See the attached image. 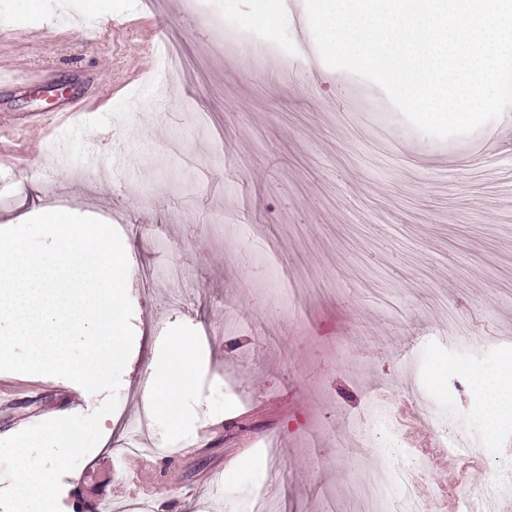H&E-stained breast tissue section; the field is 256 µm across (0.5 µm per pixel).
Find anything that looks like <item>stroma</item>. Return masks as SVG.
I'll return each mask as SVG.
<instances>
[{"label": "stroma", "mask_w": 512, "mask_h": 512, "mask_svg": "<svg viewBox=\"0 0 512 512\" xmlns=\"http://www.w3.org/2000/svg\"><path fill=\"white\" fill-rule=\"evenodd\" d=\"M204 3L200 16L185 0H107L80 24L83 0H0V228L53 204L110 223L128 258L135 338L101 422L113 440L147 372L170 371L168 336L198 339L176 416L149 422L174 456L93 449L61 480L62 512L142 497L150 512H246L256 488L281 512H362L363 472L408 459L384 441L357 466L348 434L382 389L462 418L474 451L494 447L484 477L512 478V422L475 402L512 351V107L430 138L379 86L303 59L316 45L304 0ZM212 17L255 37L222 54ZM165 46L185 75L149 85ZM66 104L79 112L60 129L48 114ZM232 312L244 322L228 330ZM104 400L0 371V438Z\"/></svg>", "instance_id": "35a3bbf8"}]
</instances>
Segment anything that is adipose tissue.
<instances>
[{
  "mask_svg": "<svg viewBox=\"0 0 512 512\" xmlns=\"http://www.w3.org/2000/svg\"><path fill=\"white\" fill-rule=\"evenodd\" d=\"M196 339L192 336L170 337L167 350L173 370L166 375L147 373L143 383V398L150 412L156 417L174 415L182 390V384L196 371L194 349ZM479 390L483 396L491 422L512 419V357L503 361L498 378L481 382Z\"/></svg>",
  "mask_w": 512,
  "mask_h": 512,
  "instance_id": "adipose-tissue-1",
  "label": "adipose tissue"
}]
</instances>
